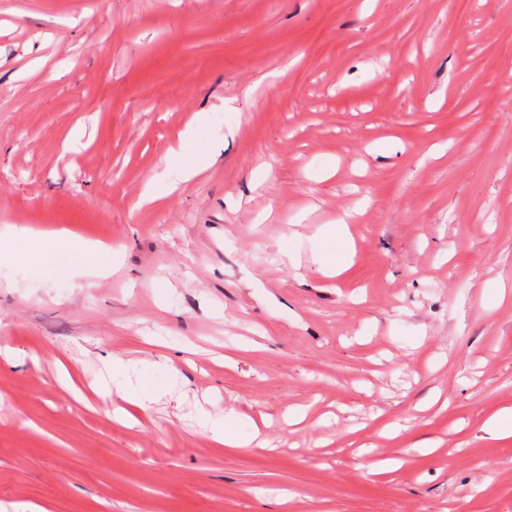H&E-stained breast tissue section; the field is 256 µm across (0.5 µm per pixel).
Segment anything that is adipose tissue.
<instances>
[{
	"mask_svg": "<svg viewBox=\"0 0 512 512\" xmlns=\"http://www.w3.org/2000/svg\"><path fill=\"white\" fill-rule=\"evenodd\" d=\"M172 165L176 168L179 180L187 181L195 177L213 162L212 156L196 143L193 130H186L176 147L170 153ZM12 240V252L17 260L44 272L52 278H65L71 273L75 255L84 249V242L73 239L68 232H57L52 246H45L42 239L27 228L10 226L5 230ZM320 252L321 271L328 276L341 272L342 264L350 260L354 252L346 224L324 225L316 237ZM130 361L116 356L112 359V388L126 401L148 408L160 396L157 387L147 373H140L137 380H128Z\"/></svg>",
	"mask_w": 512,
	"mask_h": 512,
	"instance_id": "adipose-tissue-1",
	"label": "adipose tissue"
}]
</instances>
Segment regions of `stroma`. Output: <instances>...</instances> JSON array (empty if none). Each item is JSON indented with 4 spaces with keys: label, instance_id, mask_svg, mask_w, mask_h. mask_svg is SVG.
Segmentation results:
<instances>
[{
    "label": "stroma",
    "instance_id": "obj_1",
    "mask_svg": "<svg viewBox=\"0 0 512 512\" xmlns=\"http://www.w3.org/2000/svg\"><path fill=\"white\" fill-rule=\"evenodd\" d=\"M191 125L214 164L140 204ZM8 226L119 263L0 258V502L512 512V437L484 431L512 408V0H0ZM115 355L182 382L116 420ZM204 406L271 449L218 445ZM316 243L320 252V269L327 276L339 274L354 252L353 242L343 219L339 224L324 225L316 237ZM336 258L341 261L336 262ZM4 234L12 238V253L17 260L28 263L51 278L70 276L72 261L82 249L98 253L101 260L99 269L103 275L109 272L118 259L116 250H97L82 241L74 240L66 231L55 234L51 247H45L40 237L24 227H7Z\"/></svg>",
    "mask_w": 512,
    "mask_h": 512
}]
</instances>
